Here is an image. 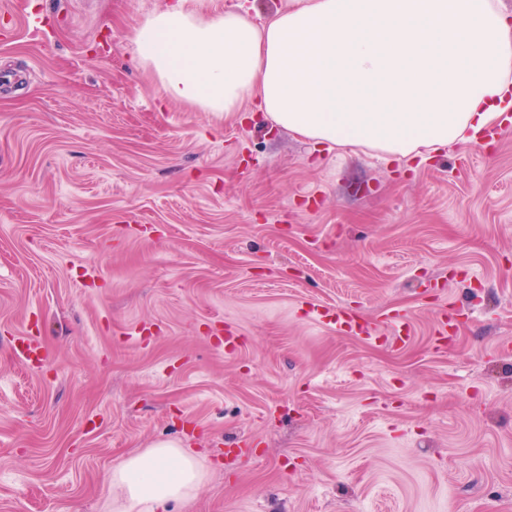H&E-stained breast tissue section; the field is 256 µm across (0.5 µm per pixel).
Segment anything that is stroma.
<instances>
[{"mask_svg":"<svg viewBox=\"0 0 512 512\" xmlns=\"http://www.w3.org/2000/svg\"><path fill=\"white\" fill-rule=\"evenodd\" d=\"M170 2L0 0V512H108L161 442L206 471L171 512H512V124L397 163L163 102ZM311 313L316 319L332 321L336 325V331L338 332L347 333L352 336H362L368 333L366 323L361 321L354 312L342 308H336L334 311L313 308ZM14 352L17 358L27 363H32L30 358L32 355L39 361L47 360V354L40 342L33 338H22L15 342Z\"/></svg>","mask_w":512,"mask_h":512,"instance_id":"1","label":"stroma"}]
</instances>
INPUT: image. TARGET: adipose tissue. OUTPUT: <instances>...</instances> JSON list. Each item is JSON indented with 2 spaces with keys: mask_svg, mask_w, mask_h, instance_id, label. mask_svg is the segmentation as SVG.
<instances>
[{
  "mask_svg": "<svg viewBox=\"0 0 512 512\" xmlns=\"http://www.w3.org/2000/svg\"><path fill=\"white\" fill-rule=\"evenodd\" d=\"M132 43L167 100L227 114L253 102L304 139L394 161L469 142L512 106L503 0H289L260 23L174 0ZM203 478L191 452L159 443L113 464L108 501L168 512Z\"/></svg>",
  "mask_w": 512,
  "mask_h": 512,
  "instance_id": "ef3b65f1",
  "label": "adipose tissue"
}]
</instances>
